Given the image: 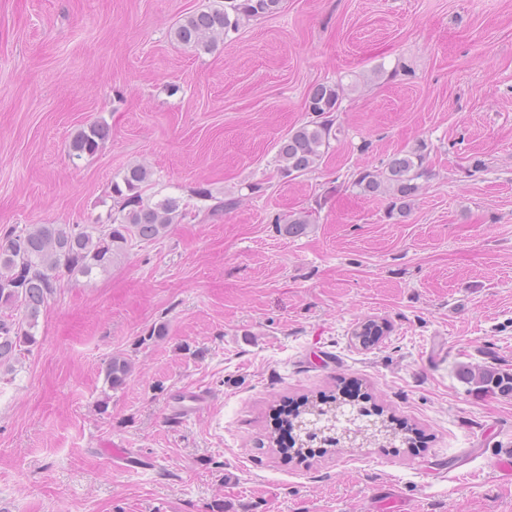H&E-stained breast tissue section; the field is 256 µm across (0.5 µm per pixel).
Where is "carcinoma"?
<instances>
[{"label":"carcinoma","instance_id":"obj_1","mask_svg":"<svg viewBox=\"0 0 512 512\" xmlns=\"http://www.w3.org/2000/svg\"><path fill=\"white\" fill-rule=\"evenodd\" d=\"M283 8V0H222L206 10L190 14L176 24L174 40L196 51L207 52L229 34L254 19L272 16ZM346 93L339 82L321 83L308 93L306 109L310 120L291 128L277 145V172L291 180L315 170L336 139L335 116ZM107 135V125L93 122L81 128L70 143L72 157H92ZM426 144L420 142L397 154L382 169H364L356 174L352 187L365 195H384L389 199V214L405 217L411 210L425 174ZM151 172L142 164L126 169L112 181L115 213L107 224H28L15 227L0 237V368L12 371L19 356L30 352L38 343L36 328L40 314L64 283L90 279L107 272L128 253L133 243L149 244L165 237L171 226L187 216L180 198L166 196L156 201L144 197ZM200 200L209 201L207 214L212 216L235 206L232 199L213 196L200 186L193 190ZM311 224L310 214L300 212L288 216L281 230L298 236ZM383 335L374 320L361 325L355 333L364 346ZM132 370L129 358L112 356L104 369V383L109 390L125 385ZM467 379L488 393L512 395V372L492 367L467 371ZM351 402L367 416L376 417L381 436L372 443L381 448L396 441L406 444L409 427L397 425L394 418L378 407L373 409L356 399L305 401L288 411L285 423L291 438L289 447L308 448L310 444L296 440V423L316 409L333 413L340 404Z\"/></svg>","mask_w":512,"mask_h":512}]
</instances>
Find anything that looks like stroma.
Masks as SVG:
<instances>
[{"mask_svg":"<svg viewBox=\"0 0 512 512\" xmlns=\"http://www.w3.org/2000/svg\"><path fill=\"white\" fill-rule=\"evenodd\" d=\"M212 2L0 0V235L106 221L137 163L147 194L237 201L50 301L0 375V512H512L492 469L512 396L461 375L512 369V0H286L213 51L174 41ZM336 81L340 134L280 177L277 141ZM95 121L98 153L72 160ZM419 142L407 216L351 187ZM370 319L387 330L365 348ZM117 353L133 369L101 412ZM352 380L422 448L282 455L274 410ZM107 135V125L103 122H93L81 128L70 143L72 158L78 160L84 156H94Z\"/></svg>","mask_w":512,"mask_h":512,"instance_id":"1","label":"stroma"}]
</instances>
